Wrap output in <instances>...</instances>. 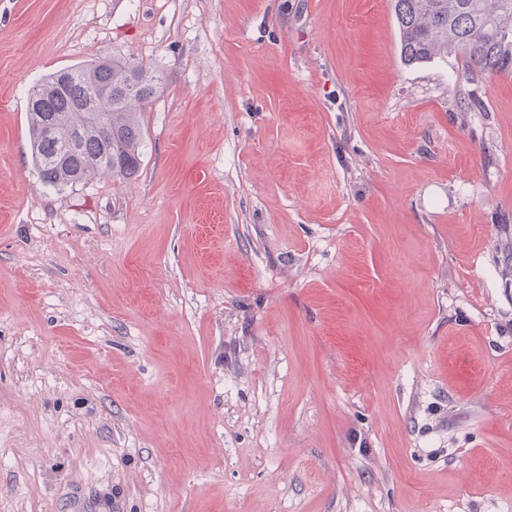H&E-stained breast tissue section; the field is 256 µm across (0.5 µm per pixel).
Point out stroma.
<instances>
[{"mask_svg":"<svg viewBox=\"0 0 512 512\" xmlns=\"http://www.w3.org/2000/svg\"><path fill=\"white\" fill-rule=\"evenodd\" d=\"M113 58L137 176L44 184L29 89ZM463 68L392 0H0V512H512V75Z\"/></svg>","mask_w":512,"mask_h":512,"instance_id":"1","label":"stroma"}]
</instances>
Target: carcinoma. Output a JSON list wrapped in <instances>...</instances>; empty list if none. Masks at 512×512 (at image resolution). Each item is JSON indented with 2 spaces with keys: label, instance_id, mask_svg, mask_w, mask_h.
<instances>
[{
  "label": "carcinoma",
  "instance_id": "carcinoma-1",
  "mask_svg": "<svg viewBox=\"0 0 512 512\" xmlns=\"http://www.w3.org/2000/svg\"><path fill=\"white\" fill-rule=\"evenodd\" d=\"M394 14L405 65L458 54L469 84L512 73V0H394ZM161 83L143 66L114 60L70 66L34 86L27 115L31 158L41 179L62 187L100 174L135 177L145 149L139 112ZM90 103L112 138L93 122ZM49 125L74 136L62 157L60 142L46 136Z\"/></svg>",
  "mask_w": 512,
  "mask_h": 512
}]
</instances>
